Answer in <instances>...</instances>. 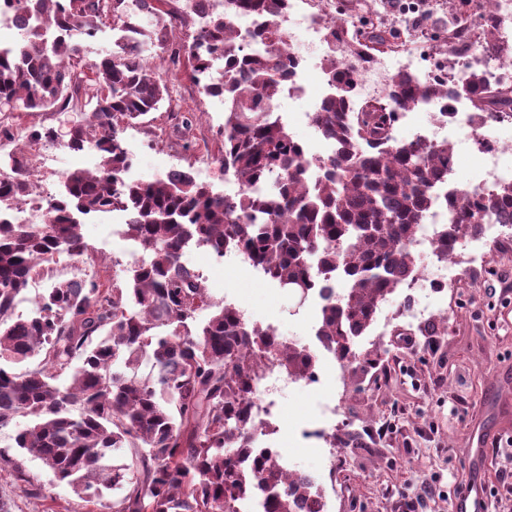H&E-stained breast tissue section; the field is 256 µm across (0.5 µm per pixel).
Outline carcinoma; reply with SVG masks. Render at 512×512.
<instances>
[{
	"label": "carcinoma",
	"mask_w": 512,
	"mask_h": 512,
	"mask_svg": "<svg viewBox=\"0 0 512 512\" xmlns=\"http://www.w3.org/2000/svg\"><path fill=\"white\" fill-rule=\"evenodd\" d=\"M15 5L25 31L0 52V101L24 112L82 114L63 139L54 126L24 128L21 138L93 149L100 162L65 173L63 190L45 199L42 223L20 224L5 216L29 192V159L22 148L0 156V430L28 419L13 447L72 487L93 506L89 512L106 490L118 491L112 512H237L255 492L265 512H296L317 492L281 456L249 444L263 434L253 390L270 364L290 378L312 377L316 354L213 301L187 253L240 254L301 299L318 296L320 344L342 362L372 366L353 344L415 273L416 228L453 155L446 140H396V111L461 94L480 112L512 113V94L479 71L449 91L403 74L386 94L389 111L352 112V77L333 63V93L314 124L335 152L311 181L300 143L274 112L287 75L281 18L288 0H222L178 40L176 30L197 12L190 0ZM105 18L117 39L84 67L80 55ZM235 18L253 20L262 51L227 36ZM393 41L392 30L378 24L362 47ZM210 55L224 56V76L211 82ZM186 65L200 93L224 97V140L213 163L233 172V195L183 171L145 182L126 177V126L164 104L181 111L169 73ZM113 211L130 216L123 234L137 258L126 278L94 272L56 281L31 315L15 316L41 263L88 252L82 219ZM494 217L512 221L511 181L456 207L438 228L440 253L448 256ZM338 279L347 283L341 294ZM34 356L37 367L17 369ZM4 471L27 496L41 497L23 463L0 450Z\"/></svg>",
	"instance_id": "carcinoma-1"
}]
</instances>
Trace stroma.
I'll return each mask as SVG.
<instances>
[{"instance_id": "1", "label": "stroma", "mask_w": 512, "mask_h": 512, "mask_svg": "<svg viewBox=\"0 0 512 512\" xmlns=\"http://www.w3.org/2000/svg\"><path fill=\"white\" fill-rule=\"evenodd\" d=\"M184 109L194 113L191 130L178 128L171 113L159 110L129 125L124 138L134 157L136 178L150 180L170 170L199 173L218 191L238 189L233 175L212 164L211 150L222 139L224 104L201 94L188 72L170 77ZM35 170L32 196L57 193L65 172L94 169L93 150L72 152L57 145H37L29 153ZM123 217L113 212L88 218L82 230L88 254L49 263L18 303L16 314L32 313L35 299L51 283L98 268L124 278L132 261L122 235ZM199 270L211 298L241 310L246 319L273 327L279 336L318 348L316 300L299 302L278 288L240 255L216 258L207 249L187 255ZM431 311L445 316L446 327L426 334L399 316L402 292L384 302L375 322L354 345L373 367L341 374L339 363L319 355L316 375L293 383L277 408L273 433L266 440L284 449L289 463L317 474L327 512H448L463 478L449 449H471L487 436L490 512L512 506V486H502L500 471L512 469V241L498 247L473 243L448 268V286L421 291ZM320 428L324 438H305L303 430ZM348 433L346 447L331 449L325 438ZM342 466L329 471V454ZM28 474L42 487L40 498L25 497L10 476L0 477V501L10 512H86L84 502L57 482L40 461L22 456ZM436 485V495L421 499V483Z\"/></svg>"}]
</instances>
